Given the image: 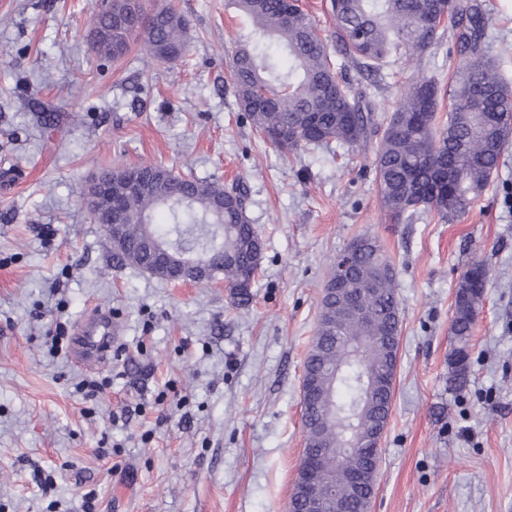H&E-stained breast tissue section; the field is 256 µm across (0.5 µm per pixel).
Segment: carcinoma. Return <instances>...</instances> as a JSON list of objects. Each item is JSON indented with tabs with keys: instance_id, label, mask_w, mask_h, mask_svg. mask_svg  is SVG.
<instances>
[{
	"instance_id": "obj_1",
	"label": "carcinoma",
	"mask_w": 512,
	"mask_h": 512,
	"mask_svg": "<svg viewBox=\"0 0 512 512\" xmlns=\"http://www.w3.org/2000/svg\"><path fill=\"white\" fill-rule=\"evenodd\" d=\"M262 39L242 44L232 59L238 103L253 128L281 151L335 143L372 152L378 191L385 211L396 222H411L420 213L456 217L487 188L504 147L512 137V85L485 58L484 38L493 24L491 9L480 0H328L333 19L330 37L317 32L309 13L297 5L286 12L282 0H236ZM456 29V51L465 63L454 74L447 118L438 112L439 85L427 76L410 82L387 116L351 94L342 71L350 66L366 76H380L394 58L419 59L438 46L444 30L434 20L443 12ZM148 20L142 0H111L96 12L89 34L97 55L119 60L136 38L141 51L172 66L182 62L188 46L189 20L172 7L154 9ZM163 166L128 168L144 176L142 187L125 200L126 237L112 245L118 261L154 275L146 236L168 243L181 239L198 253L221 251L224 261L211 264L212 277L224 278L232 302H248L260 266L264 241L247 215V190L229 188L180 175H162ZM190 194L189 204L164 203ZM164 208L168 222L153 214ZM347 267L332 265L327 280L346 277L336 295L321 292L316 336L307 358L321 396L308 406L303 421L305 448L318 451L317 462L337 497L349 486L340 474L364 459L361 452L336 456L344 435L371 432L374 415L391 407L392 387L368 392V380L396 377L398 352L389 345L400 335L398 272L391 256L372 235L354 247ZM455 291L450 334L458 383H464L476 313L488 272L471 264ZM359 301L364 316L336 317V306Z\"/></svg>"
}]
</instances>
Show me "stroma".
<instances>
[{
	"mask_svg": "<svg viewBox=\"0 0 512 512\" xmlns=\"http://www.w3.org/2000/svg\"><path fill=\"white\" fill-rule=\"evenodd\" d=\"M145 4L189 19L179 65L136 44L115 62L94 54L93 0H0V512H288L321 289L363 233L395 260L401 311L370 512H512V143L465 214L394 223L372 158L278 151L240 111L232 57L256 34L233 0ZM487 4L484 52L512 81V0ZM461 64L449 26L384 79L345 77L379 111L417 75L446 93ZM143 163L245 182L264 241L248 307L224 284L178 287L113 260L87 185ZM475 261L488 283L456 391L449 325ZM95 307L120 327L111 364L51 353L48 334L71 336Z\"/></svg>",
	"mask_w": 512,
	"mask_h": 512,
	"instance_id": "1",
	"label": "stroma"
}]
</instances>
